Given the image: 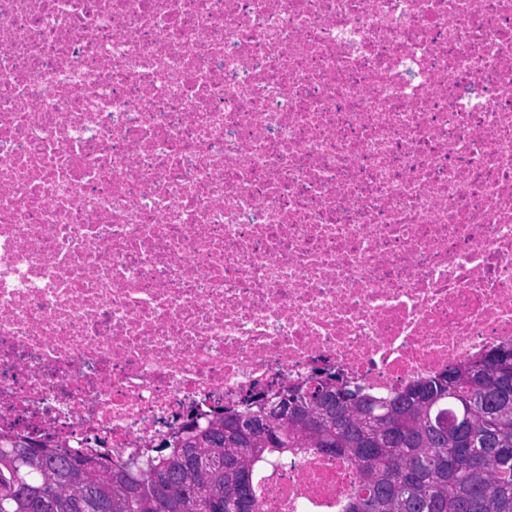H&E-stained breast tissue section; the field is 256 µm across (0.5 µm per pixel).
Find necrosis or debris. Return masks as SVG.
Segmentation results:
<instances>
[{
	"mask_svg": "<svg viewBox=\"0 0 512 512\" xmlns=\"http://www.w3.org/2000/svg\"><path fill=\"white\" fill-rule=\"evenodd\" d=\"M506 343L512 0H0V437L123 463ZM354 486L274 459L258 512Z\"/></svg>",
	"mask_w": 512,
	"mask_h": 512,
	"instance_id": "1",
	"label": "necrosis or debris"
}]
</instances>
